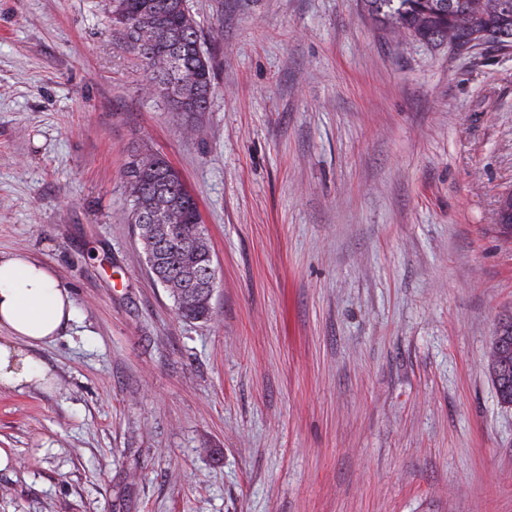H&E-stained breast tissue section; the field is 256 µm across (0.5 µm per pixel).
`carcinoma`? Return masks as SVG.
<instances>
[{
    "label": "carcinoma",
    "instance_id": "carcinoma-1",
    "mask_svg": "<svg viewBox=\"0 0 512 512\" xmlns=\"http://www.w3.org/2000/svg\"><path fill=\"white\" fill-rule=\"evenodd\" d=\"M391 33L434 45L456 41L457 49L512 43V0H363ZM112 26L124 49L147 75V89L167 97L192 131L208 111L212 65L187 0H108ZM149 271L166 288L179 316L206 320L211 314L213 253L198 204L173 166L146 146L131 150L123 169ZM500 361L506 371L492 377L498 397L512 403V321L503 325Z\"/></svg>",
    "mask_w": 512,
    "mask_h": 512
}]
</instances>
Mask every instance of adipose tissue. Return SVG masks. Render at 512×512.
<instances>
[{
    "label": "adipose tissue",
    "instance_id": "adipose-tissue-1",
    "mask_svg": "<svg viewBox=\"0 0 512 512\" xmlns=\"http://www.w3.org/2000/svg\"><path fill=\"white\" fill-rule=\"evenodd\" d=\"M75 319L70 292L55 272L28 253L0 252V388L47 382V370L31 355L51 343Z\"/></svg>",
    "mask_w": 512,
    "mask_h": 512
}]
</instances>
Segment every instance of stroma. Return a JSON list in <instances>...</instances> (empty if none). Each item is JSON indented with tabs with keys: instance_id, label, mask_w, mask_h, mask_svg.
<instances>
[{
	"instance_id": "obj_1",
	"label": "stroma",
	"mask_w": 512,
	"mask_h": 512,
	"mask_svg": "<svg viewBox=\"0 0 512 512\" xmlns=\"http://www.w3.org/2000/svg\"><path fill=\"white\" fill-rule=\"evenodd\" d=\"M196 136L105 0H0V252L77 320L0 391V512H512V48L395 36L361 0H188ZM177 169L209 321L146 267L122 174ZM502 335L505 337L503 339V345L498 349L501 357L499 363H503L505 360L507 361L506 372L501 374H496L493 376L491 372L488 371L495 387L497 390V394L499 400L508 401L512 404V321L511 319L503 325ZM501 333L499 336H496L494 341L496 344H501Z\"/></svg>"
}]
</instances>
